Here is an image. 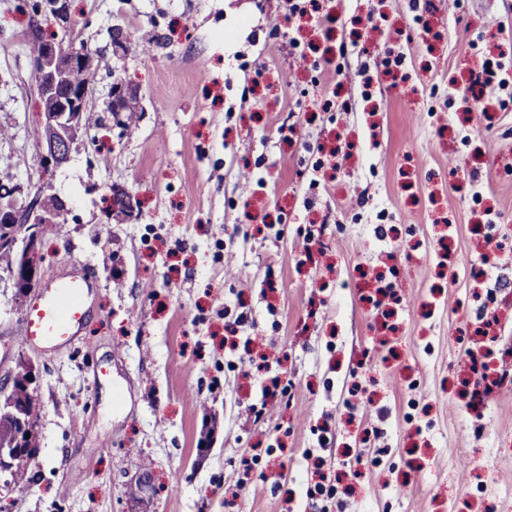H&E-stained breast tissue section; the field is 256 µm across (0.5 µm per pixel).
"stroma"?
Here are the masks:
<instances>
[{
    "mask_svg": "<svg viewBox=\"0 0 512 512\" xmlns=\"http://www.w3.org/2000/svg\"><path fill=\"white\" fill-rule=\"evenodd\" d=\"M329 7L331 35L280 29L286 0H71L101 59L83 143L51 177L70 213L42 236L43 279L81 264L97 286L81 336L53 353L22 343L26 304L0 286V379L30 361L40 407L33 480L0 512H480L486 498L512 512V381L475 413L458 393L461 348L481 344L470 269L490 221L503 248L479 286L512 336V94L463 97L485 57L512 64V0ZM369 13L376 28L358 23ZM34 20L0 0V179L24 186L44 172L22 38ZM117 24L132 34L119 58ZM293 38L349 40L342 86L298 62ZM391 50L404 58L394 79ZM118 77L143 97L129 135L100 110ZM332 95L348 110H320ZM340 137L348 159L317 154ZM115 185L132 192L133 219H113ZM251 213L269 217L265 235ZM401 224L417 241L394 260L379 229ZM309 231L320 248L307 258ZM392 267L401 303L387 320L365 297L370 273ZM240 304L251 318L232 334L224 311ZM247 349L278 357L294 385L260 422L256 377L231 365ZM362 451L378 465L357 477ZM318 456L338 479L326 502L307 496Z\"/></svg>",
    "mask_w": 512,
    "mask_h": 512,
    "instance_id": "stroma-1",
    "label": "stroma"
}]
</instances>
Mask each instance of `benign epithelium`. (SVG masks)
Wrapping results in <instances>:
<instances>
[{
	"label": "benign epithelium",
	"instance_id": "1",
	"mask_svg": "<svg viewBox=\"0 0 512 512\" xmlns=\"http://www.w3.org/2000/svg\"><path fill=\"white\" fill-rule=\"evenodd\" d=\"M41 9L52 15L61 26L62 36L48 42V48L42 56L34 60V74L38 101L56 97L68 70L80 67L88 77H93L97 66L96 56L77 55L73 47L75 31L71 22L69 0H44ZM84 93L79 90L69 102L56 108L40 107L39 144L43 151L42 161L45 170L57 169L67 164L76 146L84 136L83 125ZM52 190L49 181L43 179L35 188L28 191L19 185L0 186V219L8 224H22L24 230L13 244L21 260L22 270L32 274L36 283L43 280L42 252L40 249V228L43 224H57L65 219L69 212L67 204L57 199V208L49 211L43 206V198ZM112 213L117 217H134L135 205L128 190L114 186L111 189ZM18 366L26 368V374H10L0 385L3 390L14 391L19 387L26 389L30 397H35V367L21 359ZM0 417L9 419L22 431H32L31 420L27 416L26 402L12 401ZM25 458L22 448H0V477L3 486L10 488L19 484L17 464Z\"/></svg>",
	"mask_w": 512,
	"mask_h": 512
}]
</instances>
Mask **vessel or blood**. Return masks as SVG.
<instances>
[{
    "instance_id": "b4317fda",
    "label": "vessel or blood",
    "mask_w": 512,
    "mask_h": 512,
    "mask_svg": "<svg viewBox=\"0 0 512 512\" xmlns=\"http://www.w3.org/2000/svg\"><path fill=\"white\" fill-rule=\"evenodd\" d=\"M95 284V277L84 269L41 287L22 317L24 343L45 351L71 345L84 329L87 298Z\"/></svg>"
}]
</instances>
